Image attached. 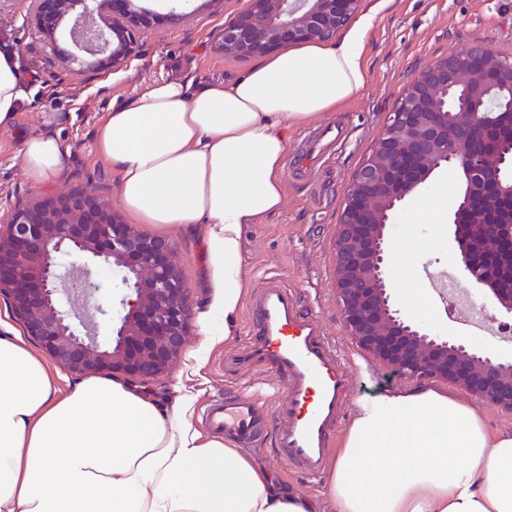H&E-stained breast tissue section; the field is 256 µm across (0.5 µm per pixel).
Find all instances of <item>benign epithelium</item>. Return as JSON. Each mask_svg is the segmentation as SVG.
<instances>
[{
  "mask_svg": "<svg viewBox=\"0 0 512 512\" xmlns=\"http://www.w3.org/2000/svg\"><path fill=\"white\" fill-rule=\"evenodd\" d=\"M33 24L57 44L73 17L70 62L114 69L133 52L153 14L136 0H35ZM361 0H247L224 23L219 48L258 58L336 37ZM512 60L476 43L426 65L407 84L356 170L335 237L336 298L357 346L401 379L454 385L512 411V359L442 335L397 303L389 274L387 223L433 174L459 175L451 231L454 260L482 292L492 318L512 316ZM166 238L124 223L96 192L75 188L14 207L0 228V295L62 368L149 382L181 355L193 316L189 290ZM90 258L117 279L95 313L113 316L104 341L75 318L55 286L62 257Z\"/></svg>",
  "mask_w": 512,
  "mask_h": 512,
  "instance_id": "benign-epithelium-1",
  "label": "benign epithelium"
}]
</instances>
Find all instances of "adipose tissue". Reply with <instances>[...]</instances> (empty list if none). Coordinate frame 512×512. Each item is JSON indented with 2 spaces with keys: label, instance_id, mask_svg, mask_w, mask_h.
I'll return each mask as SVG.
<instances>
[{
  "label": "adipose tissue",
  "instance_id": "1",
  "mask_svg": "<svg viewBox=\"0 0 512 512\" xmlns=\"http://www.w3.org/2000/svg\"><path fill=\"white\" fill-rule=\"evenodd\" d=\"M372 15L340 40L259 59L231 82L168 78L107 112L98 153L131 219L167 234L202 228L213 292L201 352L234 335L245 288L241 231L283 204L289 124L366 84ZM24 99L16 56L0 48V127ZM23 140L27 178L45 184L68 149L52 128ZM195 396L166 401L91 375L61 394L48 362L0 331V512H512V430L430 386L359 400L323 502L281 487L233 440L192 424Z\"/></svg>",
  "mask_w": 512,
  "mask_h": 512
}]
</instances>
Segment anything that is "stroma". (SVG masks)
Listing matches in <instances>:
<instances>
[{
	"label": "stroma",
	"mask_w": 512,
	"mask_h": 512,
	"mask_svg": "<svg viewBox=\"0 0 512 512\" xmlns=\"http://www.w3.org/2000/svg\"><path fill=\"white\" fill-rule=\"evenodd\" d=\"M141 7L157 12L152 25L136 35L135 50L118 70L90 72L80 64L64 65L58 48H70L67 38L49 42L31 21L34 0H0V43L16 54L29 89L10 126L0 129V225L12 207L33 204L46 194H63L77 187L94 190L116 201L118 185L94 144V133L105 112L132 100L139 89L163 77H184L195 83L229 82L252 66V59L228 58L218 47L225 21L241 11L246 0H206L195 13L171 22L166 18L170 0H141ZM360 14L373 23L365 37L369 68L366 86L335 111L288 127V156L283 170L281 210L261 223L244 225L242 265L246 287H260L277 277L299 290L305 309L317 315L338 341L349 371L360 389L349 397L353 411L358 397L406 387V380L390 375L372 361L349 336L336 300L334 241L344 200L356 169L382 131L389 112L410 80L425 65L478 42L512 58V0H362ZM46 112H72L76 119L60 136L69 149L62 173L45 185L31 183L20 165L18 152L28 133L38 129ZM336 123L343 138L311 171H301L293 157L317 128ZM459 182L453 172L436 173L393 215L388 226L394 244L415 239L419 247L405 261H392L390 274L399 303L405 289L418 291L426 308L421 319L435 332L463 334L446 306L431 292L424 274L442 275L458 292L482 303L478 288L460 273L449 237L452 206ZM444 194L433 214L420 209L423 200ZM175 258L189 288L193 309H200L209 291L201 277V235L189 230L170 233ZM248 313L240 311L235 336L204 356L196 350L203 338L199 322H192L184 350L171 370L148 383L147 391L160 398L182 386L196 396L192 422L202 428V416L215 396L245 395L274 404L284 388L267 375L229 376L220 360L247 339ZM276 419H269L264 436L251 449L256 461L276 480L295 491L323 499L325 477L312 478L288 466L276 452Z\"/></svg>",
	"instance_id": "1"
}]
</instances>
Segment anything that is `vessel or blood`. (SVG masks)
<instances>
[{
  "instance_id": "vessel-or-blood-1",
  "label": "vessel or blood",
  "mask_w": 512,
  "mask_h": 512,
  "mask_svg": "<svg viewBox=\"0 0 512 512\" xmlns=\"http://www.w3.org/2000/svg\"><path fill=\"white\" fill-rule=\"evenodd\" d=\"M251 339L224 359L230 373L261 369L286 381L280 400L275 446L288 463L316 475L326 467L342 407L355 390L334 338L320 319L305 311L297 290L279 279L268 280L248 301ZM263 403L251 398H218L205 414L214 432L248 448L262 434Z\"/></svg>"
}]
</instances>
